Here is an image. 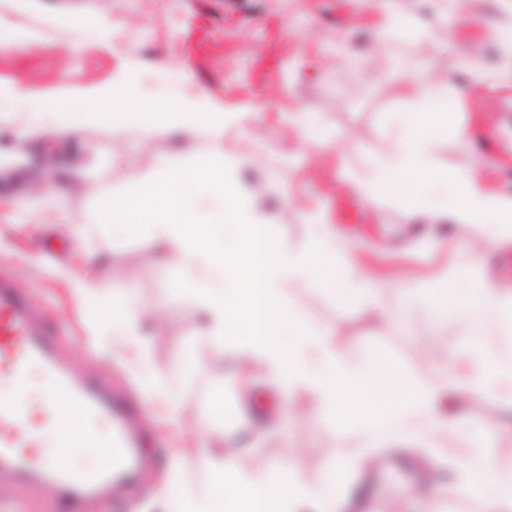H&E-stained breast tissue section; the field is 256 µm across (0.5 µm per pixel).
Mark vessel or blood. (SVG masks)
<instances>
[{"instance_id":"vessel-or-blood-1","label":"vessel or blood","mask_w":512,"mask_h":512,"mask_svg":"<svg viewBox=\"0 0 512 512\" xmlns=\"http://www.w3.org/2000/svg\"><path fill=\"white\" fill-rule=\"evenodd\" d=\"M60 334L59 325L0 273V379L43 398L38 420L0 402V480L52 488L68 512H83L89 500L136 484L153 464L145 453L153 438L142 427L144 414L138 407L113 397L102 380L61 357ZM60 400L76 411L90 433L98 432L99 421L108 422L107 434H101L112 450L108 466L71 469L42 452L43 437L59 432L55 404Z\"/></svg>"}]
</instances>
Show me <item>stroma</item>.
Returning a JSON list of instances; mask_svg holds the SVG:
<instances>
[{
  "mask_svg": "<svg viewBox=\"0 0 512 512\" xmlns=\"http://www.w3.org/2000/svg\"><path fill=\"white\" fill-rule=\"evenodd\" d=\"M411 6L421 40L384 42L378 31ZM84 19L73 28L67 18ZM512 0H0V261L18 290L61 323L62 349L75 366L109 380L138 400L133 353L114 338L100 313L73 295L64 270L91 273L109 294L129 295L147 312L154 370L174 386L179 424L147 409L153 456L177 455L185 483L206 491L210 476L196 448L198 422L214 391L224 393V451L240 471L301 460L303 480L321 481L335 460L347 486L368 493L351 512H487L466 484L450 481L436 494L400 495L427 473L424 438L412 462L371 446L362 427L313 424L314 397L283 402L264 373L239 366L228 345L213 343L190 314L191 301L174 291L178 258L156 259L146 237L92 224L102 188L124 192L151 177L162 158L191 160L216 152L239 158L233 173L242 196L262 213L271 234L304 248L322 223L349 248L348 260L367 287L387 284L378 298L345 303L328 289L288 282L305 320L331 327L353 363L380 358L408 377L430 381L447 373L448 351H463L474 324L456 314L434 316L422 300L403 304L402 288L427 285L443 272H475L486 283L512 282V245L492 247L484 227L448 225L423 213L410 220L399 199L367 205L356 192L372 157L388 152L394 115L415 103L413 66L428 61L429 78L457 93L452 108L468 140L434 139L441 167L474 171L491 193L512 197ZM473 55L474 72L452 65V52ZM124 85L144 97L167 94L193 112H220L224 127L205 134H150L138 126L80 128L55 135L47 123L30 127L28 97L75 99ZM264 112H257V105ZM316 118L334 147L318 149L302 134L301 118ZM87 219L88 248L76 251L58 226ZM188 347L197 368L184 374L174 356ZM497 427L483 429L471 414L468 431L500 470H512V400H499ZM259 440L262 457L247 451ZM383 461L354 469L360 449ZM0 512H61L53 493L0 485Z\"/></svg>",
  "mask_w": 512,
  "mask_h": 512,
  "instance_id": "stroma-1",
  "label": "stroma"
}]
</instances>
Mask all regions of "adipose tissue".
Listing matches in <instances>:
<instances>
[{
    "mask_svg": "<svg viewBox=\"0 0 512 512\" xmlns=\"http://www.w3.org/2000/svg\"><path fill=\"white\" fill-rule=\"evenodd\" d=\"M414 91L418 105L398 113L390 151L372 161L359 185L364 201L377 200L398 180L408 178L420 188L411 201L409 217L423 210L460 225L487 224L492 241L512 244V198L493 194L471 174L439 167L432 159L434 137L455 124L448 106L452 88L444 82L418 81ZM31 111L38 122L52 117L62 136L89 123L137 125L152 134L185 123L206 132L224 124L223 117L186 111L178 98L145 101L123 87L105 96L83 95L75 112L63 100L34 104ZM238 164V159L221 154L188 163L163 160L151 178L125 192L102 191L92 221L149 236L178 257L181 275L175 291L208 316L209 338L230 343L236 359L265 372L283 401L300 392L314 396L319 406L313 422L336 418L363 424L375 444L411 441L420 427L438 439L454 438L460 447L471 450L461 464L466 482L478 487L490 512H512V471L497 470L482 449L471 448L465 433L466 413L451 419L438 408L439 395L446 388L455 390L469 406L496 402L498 381L512 378V356L452 351L447 355L445 378L433 383L408 378L400 392H388L385 381L398 376V368L384 358L360 365L344 359L331 329L305 323L285 287L289 280L303 279L311 287L331 290L341 301L354 302L366 293L361 275L345 268L343 253L325 225H318L301 250L288 249L273 238L231 177ZM406 294L420 297L438 316L453 308L460 319L489 314L496 324L512 328V284L508 282L492 287L477 278L463 281L446 273L433 284L407 289ZM105 312L113 335L121 337L136 356L142 398L149 404H164L169 421L178 423L180 411L172 394L151 367L142 316L133 298H112ZM58 412L66 445L51 448L52 457L62 463L71 449L91 448L97 466L106 467L110 449L87 434L70 406L60 404ZM223 412L224 394L218 391L201 420L198 441L211 476L210 492L183 487L178 462L170 460L160 489L167 512H296L307 500L317 503L318 512H349L335 463H328L322 480L312 486L301 479V464L294 457L247 475L238 470L232 456L213 454L220 439L211 420Z\"/></svg>",
    "mask_w": 512,
    "mask_h": 512,
    "instance_id": "ef3b65f1",
    "label": "adipose tissue"
}]
</instances>
